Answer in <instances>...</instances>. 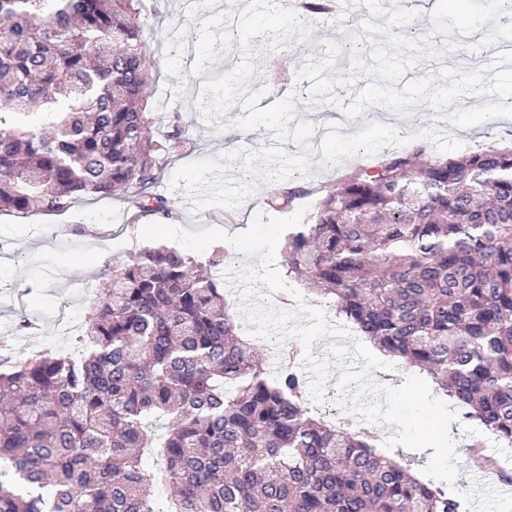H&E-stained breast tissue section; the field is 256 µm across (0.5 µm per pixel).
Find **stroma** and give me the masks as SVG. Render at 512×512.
<instances>
[{
  "mask_svg": "<svg viewBox=\"0 0 512 512\" xmlns=\"http://www.w3.org/2000/svg\"><path fill=\"white\" fill-rule=\"evenodd\" d=\"M249 0H133V5L146 16V38L151 47L154 81L148 90L150 116L156 137L181 132L182 139L175 153L160 156L157 161L158 181L151 187L153 196L162 198L172 211V223L183 230L217 227L235 233L249 227L255 215L288 217L303 206H314L315 188L335 186L341 175L364 165L372 157L400 150L403 139L423 142L431 153L457 156L472 150L475 142L499 145L504 132L492 128L490 122L459 128L436 121L428 105L412 107L405 124L381 123L372 111L350 119L346 132L322 140L312 156L310 174L293 176V185L306 188L307 194L291 204L273 209L266 205L265 185L257 183L253 193L238 207L211 206L193 211L188 195L171 189L175 170L185 164L217 158L236 149H257L274 143L273 133L261 128L243 131L233 122L242 116L241 106H233L225 116L207 122L197 107L200 85L197 75L221 65L229 37L225 23L237 22L238 13ZM365 13L350 17H328L317 21L306 17L305 37H291L280 50L271 49L268 39L258 36L251 46L256 53V71L250 90L266 88L264 105L287 96L291 85H276L267 76L271 66L279 67L288 76H295L307 59H321L325 44L335 41L351 43L362 36L361 23ZM453 50L444 51L440 59H421L406 79L433 74L440 67L470 71L485 69L488 56L476 51L474 35L453 33ZM157 214L128 207L117 199L81 201L61 215H40L24 218L9 212L0 214V336L11 337L17 355L24 356L39 346L50 345L63 353L75 347L73 336L62 334L55 315L76 310L86 318L92 302L104 288L113 265L128 261L145 247L140 236L142 227L160 222ZM112 242L111 253L98 250L99 240ZM24 311L37 320L30 333L16 332V314ZM452 428L459 458L458 489H468L480 480L481 469L472 452L482 427L465 417H458Z\"/></svg>",
  "mask_w": 512,
  "mask_h": 512,
  "instance_id": "35a3bbf8",
  "label": "stroma"
}]
</instances>
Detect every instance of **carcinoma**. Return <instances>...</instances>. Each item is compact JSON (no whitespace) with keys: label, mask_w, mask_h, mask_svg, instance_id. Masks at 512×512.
Returning a JSON list of instances; mask_svg holds the SVG:
<instances>
[{"label":"carcinoma","mask_w":512,"mask_h":512,"mask_svg":"<svg viewBox=\"0 0 512 512\" xmlns=\"http://www.w3.org/2000/svg\"><path fill=\"white\" fill-rule=\"evenodd\" d=\"M130 0H0V212H65L87 197L136 207L157 180L146 115L150 47ZM300 190L271 181L266 203ZM288 277L385 356L427 374L512 443V144L448 157L387 152L319 190L288 233ZM224 284L149 247L112 267L80 357L0 369V512H458L459 498L331 423L286 360L252 358ZM167 416L165 468L142 467L145 421Z\"/></svg>","instance_id":"carcinoma-1"}]
</instances>
